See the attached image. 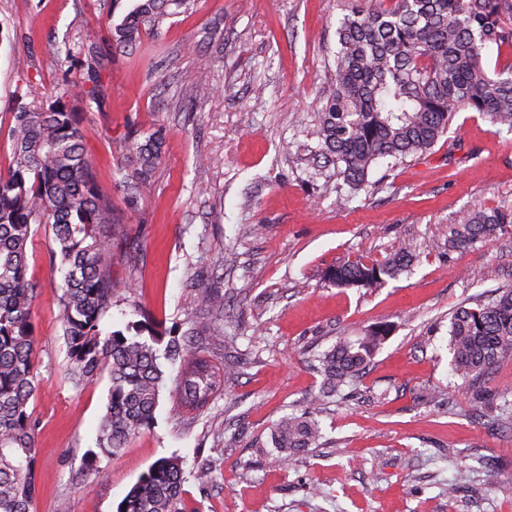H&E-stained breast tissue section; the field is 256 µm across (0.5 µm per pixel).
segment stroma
Here are the masks:
<instances>
[{
	"instance_id": "1",
	"label": "stroma",
	"mask_w": 512,
	"mask_h": 512,
	"mask_svg": "<svg viewBox=\"0 0 512 512\" xmlns=\"http://www.w3.org/2000/svg\"><path fill=\"white\" fill-rule=\"evenodd\" d=\"M374 0H195L130 52L113 50L112 0H0V168L17 99L73 101L86 87L83 46L106 54L100 105L83 112L100 187L120 215L112 231L117 293L102 321L111 332L139 312L177 329L199 289L219 287L235 361L208 411L181 414L163 394L155 426L88 473L109 381L74 386L58 294L49 282L54 243L28 244L38 390L39 495L33 512H117L130 487L162 457L178 455L184 489L200 512H512V425L451 368L456 309L512 286V225L448 252L442 229L473 205L512 209V131L458 113L431 152L394 170L377 165L372 187L337 185L308 135L333 84L336 29ZM219 24L222 41L208 45ZM76 52L68 71L57 56ZM214 90L194 102L201 73ZM165 128L151 191L126 210L115 183L129 131ZM406 243L410 272L371 289L323 279L348 260H383ZM378 323L392 333L344 399L318 416L319 448L290 465L258 453L274 424L305 410L321 378L315 352ZM445 397L430 401L431 393ZM211 478L199 485V468Z\"/></svg>"
}]
</instances>
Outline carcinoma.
Returning <instances> with one entry per match:
<instances>
[{
	"label": "carcinoma",
	"instance_id": "cac0c4a2",
	"mask_svg": "<svg viewBox=\"0 0 512 512\" xmlns=\"http://www.w3.org/2000/svg\"><path fill=\"white\" fill-rule=\"evenodd\" d=\"M390 6L344 15L336 30L335 82L323 96L311 135L336 166V178L353 190L368 184L372 168L396 166L432 150L457 113L477 112L512 130V63L494 74L483 64L491 45L512 50V0H388ZM190 0H135L111 26L112 45L131 51L143 35L188 8ZM86 91L99 103L97 83L104 56L90 45ZM9 129L12 156L0 172V512H32L37 495L36 424L29 412L37 390L31 306L39 284L28 277L32 236L49 229L53 258L63 274L58 316L70 360V380L81 386L101 372L109 378L105 413L86 470L104 474L128 439L152 426L161 392L172 383L176 406L208 409L233 377L206 355L201 341L224 336V293L201 288L202 315L167 342L150 316L123 330L102 334L100 321L112 306V198L99 187L86 148V128L75 106L58 98L32 108L17 103ZM165 144L157 129L124 142L118 184L134 210L150 190ZM512 224V209L475 205L443 229L448 252L462 251ZM415 255L400 243L383 262L348 261L326 279L340 288H373L410 271ZM380 323L337 341L318 357L322 380L308 410L283 415L269 443L283 465L318 447L315 415L325 401L366 367L390 336ZM452 365L472 389L471 411L484 416L482 385L512 360V288L487 303L462 307L449 327ZM178 366L167 380L165 365ZM185 472L177 456L156 460L130 488L117 512H198L184 497Z\"/></svg>",
	"mask_w": 512,
	"mask_h": 512
}]
</instances>
